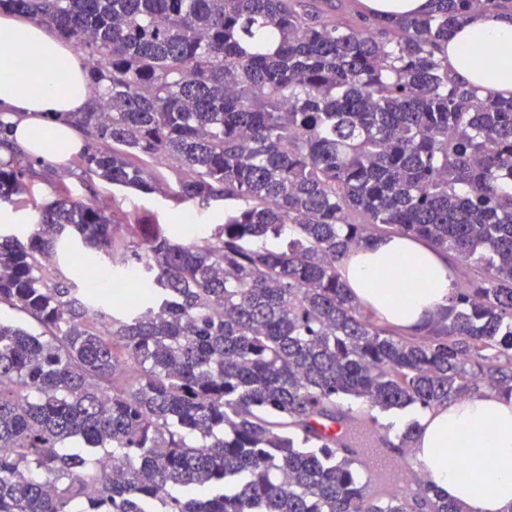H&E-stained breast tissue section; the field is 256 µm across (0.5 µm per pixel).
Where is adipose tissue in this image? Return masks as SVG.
I'll return each mask as SVG.
<instances>
[{
  "instance_id": "1",
  "label": "adipose tissue",
  "mask_w": 512,
  "mask_h": 512,
  "mask_svg": "<svg viewBox=\"0 0 512 512\" xmlns=\"http://www.w3.org/2000/svg\"><path fill=\"white\" fill-rule=\"evenodd\" d=\"M0 112L14 126L11 150L51 161L82 150L74 128L48 122L56 112H80L88 102L82 59L45 26L0 16ZM512 18L496 11L472 15L448 39V71L481 92L512 93ZM343 274L352 294L384 320L422 328L447 307L454 279L432 246L394 235L353 250ZM431 484L466 512H507L512 504V400L473 395L429 410L412 450ZM465 459L478 472L464 479L455 465Z\"/></svg>"
}]
</instances>
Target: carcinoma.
I'll return each instance as SVG.
<instances>
[{
	"mask_svg": "<svg viewBox=\"0 0 512 512\" xmlns=\"http://www.w3.org/2000/svg\"><path fill=\"white\" fill-rule=\"evenodd\" d=\"M0 9L87 57V108L55 114L88 141L82 179L197 218L231 202L201 242L136 239L126 217L65 194L26 239L0 231V306L36 324L0 318V512H464L422 475L370 494L351 403L512 399V94L456 82L442 51L477 10L512 17V0H433L399 19L338 15L333 0ZM55 175L0 161V206ZM387 229L481 274L412 336L342 275ZM61 257L81 281L54 275ZM103 261L114 279L135 271L149 301L106 304L89 288ZM420 429L388 447L406 458Z\"/></svg>",
	"mask_w": 512,
	"mask_h": 512,
	"instance_id": "cac0c4a2",
	"label": "carcinoma"
}]
</instances>
